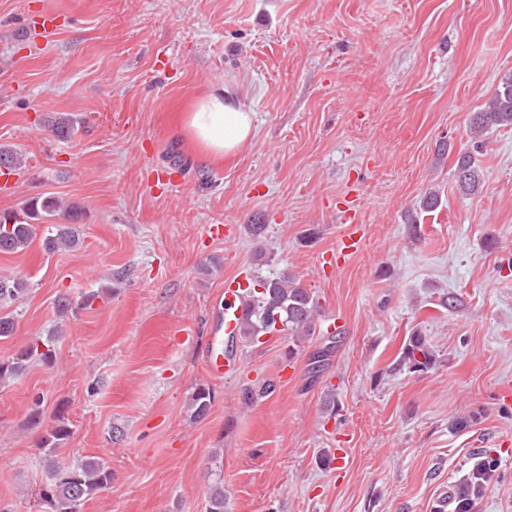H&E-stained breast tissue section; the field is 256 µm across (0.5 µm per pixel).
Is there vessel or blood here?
Here are the masks:
<instances>
[{
    "instance_id": "b4317fda",
    "label": "vessel or blood",
    "mask_w": 512,
    "mask_h": 512,
    "mask_svg": "<svg viewBox=\"0 0 512 512\" xmlns=\"http://www.w3.org/2000/svg\"><path fill=\"white\" fill-rule=\"evenodd\" d=\"M248 272H240L224 286V313L213 330L211 349L208 353L207 371L220 377L236 372L240 363L236 357L221 353V346L239 337V326L245 315L244 296L248 287Z\"/></svg>"
}]
</instances>
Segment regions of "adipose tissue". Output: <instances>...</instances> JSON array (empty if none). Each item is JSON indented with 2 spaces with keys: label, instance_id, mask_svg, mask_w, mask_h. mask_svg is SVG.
Returning a JSON list of instances; mask_svg holds the SVG:
<instances>
[{
  "label": "adipose tissue",
  "instance_id": "ef3b65f1",
  "mask_svg": "<svg viewBox=\"0 0 512 512\" xmlns=\"http://www.w3.org/2000/svg\"><path fill=\"white\" fill-rule=\"evenodd\" d=\"M255 115L222 87L193 95L179 112L174 133L187 140L208 163L221 164L237 157L254 134Z\"/></svg>",
  "mask_w": 512,
  "mask_h": 512
}]
</instances>
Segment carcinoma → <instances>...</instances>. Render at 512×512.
<instances>
[{"mask_svg":"<svg viewBox=\"0 0 512 512\" xmlns=\"http://www.w3.org/2000/svg\"><path fill=\"white\" fill-rule=\"evenodd\" d=\"M501 126H512V75L502 79L494 94L470 117V129L474 136L487 134ZM53 136L60 140L75 133L74 121L63 118L51 127ZM484 143L476 141L472 150L463 153L456 163V177L460 190L476 193L482 185L483 174L477 164L476 154ZM60 210L58 200L37 197L24 209L26 220L9 221L10 212L0 214V253H18L28 248L36 234L34 222L56 216ZM78 239L67 224L51 225V232L43 240L44 249L54 252L61 247H74ZM22 279H0V300H13L25 293ZM246 316L241 338L252 343L269 334L291 339L310 333L318 302L313 293L288 274L276 277H256L247 289ZM55 354V336L38 337L21 348L11 360L0 363V381L13 379L22 374L33 360L51 364ZM431 353L422 336L409 337L402 348V361L424 368L430 365ZM276 384L265 380L258 387L243 391L244 400L251 402L275 391ZM212 406L210 388L200 385L191 398L192 414L205 417ZM71 430L64 412H59L56 422L41 434L38 447L42 450L47 466V481L40 492V499L47 512H81V506L90 496L106 490L112 484V467L101 459H81L70 465L56 460V451L70 437Z\"/></svg>","mask_w":512,"mask_h":512,"instance_id":"cac0c4a2","label":"carcinoma"}]
</instances>
